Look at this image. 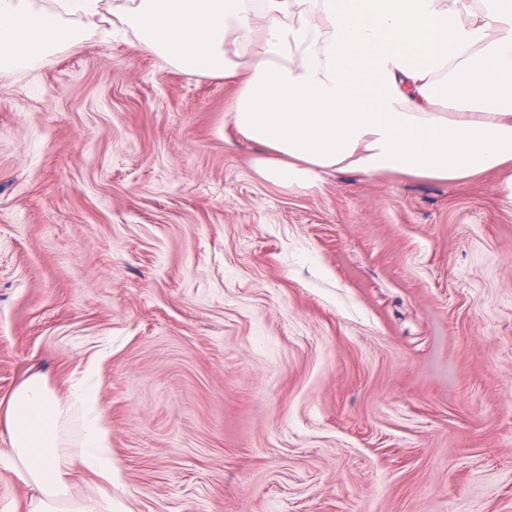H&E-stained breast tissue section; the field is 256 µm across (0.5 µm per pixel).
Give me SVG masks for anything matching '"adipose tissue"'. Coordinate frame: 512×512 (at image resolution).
Segmentation results:
<instances>
[{"label":"adipose tissue","instance_id":"1","mask_svg":"<svg viewBox=\"0 0 512 512\" xmlns=\"http://www.w3.org/2000/svg\"><path fill=\"white\" fill-rule=\"evenodd\" d=\"M0 0V70L49 63L68 14L111 18L168 67L235 89L236 131L262 145L261 175L313 188L323 172L456 182L488 171L512 190V0ZM75 388L38 374L0 401V467L30 489L25 512H112L109 433ZM101 477L62 510L68 477Z\"/></svg>","mask_w":512,"mask_h":512}]
</instances>
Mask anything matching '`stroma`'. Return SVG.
<instances>
[{"instance_id":"stroma-1","label":"stroma","mask_w":512,"mask_h":512,"mask_svg":"<svg viewBox=\"0 0 512 512\" xmlns=\"http://www.w3.org/2000/svg\"><path fill=\"white\" fill-rule=\"evenodd\" d=\"M80 30L0 75V400L92 373L114 512H512V202L261 177L223 80Z\"/></svg>"}]
</instances>
